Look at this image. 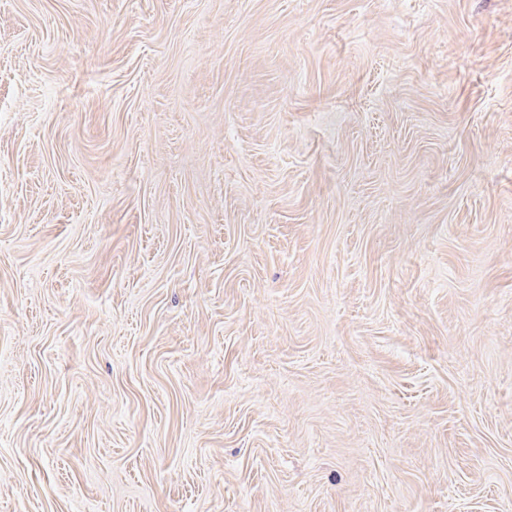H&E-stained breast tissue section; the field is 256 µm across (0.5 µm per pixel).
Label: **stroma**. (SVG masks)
Here are the masks:
<instances>
[{
    "mask_svg": "<svg viewBox=\"0 0 512 512\" xmlns=\"http://www.w3.org/2000/svg\"><path fill=\"white\" fill-rule=\"evenodd\" d=\"M0 512H512V0H0Z\"/></svg>",
    "mask_w": 512,
    "mask_h": 512,
    "instance_id": "1",
    "label": "stroma"
}]
</instances>
